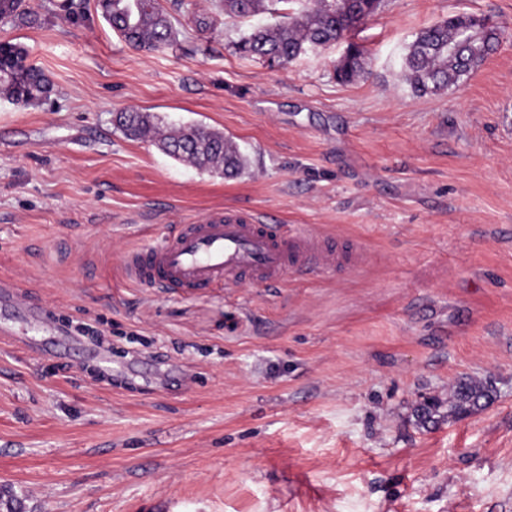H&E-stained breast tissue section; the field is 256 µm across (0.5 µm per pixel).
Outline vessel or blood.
<instances>
[{
  "label": "vessel or blood",
  "instance_id": "1",
  "mask_svg": "<svg viewBox=\"0 0 512 512\" xmlns=\"http://www.w3.org/2000/svg\"><path fill=\"white\" fill-rule=\"evenodd\" d=\"M352 263L343 248L325 245L309 233H283L258 215L216 213L183 225L174 237L130 252L127 277L144 288L192 294L242 277L265 282L315 266L342 268Z\"/></svg>",
  "mask_w": 512,
  "mask_h": 512
}]
</instances>
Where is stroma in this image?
Instances as JSON below:
<instances>
[{
  "mask_svg": "<svg viewBox=\"0 0 512 512\" xmlns=\"http://www.w3.org/2000/svg\"><path fill=\"white\" fill-rule=\"evenodd\" d=\"M62 2L0 20L53 84L0 97V484L28 512H512V37L439 95L402 71L422 29L512 28V0H383L352 83L346 43L241 56L251 22L220 0H159L178 36L156 51ZM123 109L223 131L247 174L126 138ZM227 209L362 260L193 295L127 278L128 252ZM467 378L489 404L419 424ZM350 50L341 56L335 65V73L342 82H353L363 73V58L365 50L358 44L349 43Z\"/></svg>",
  "mask_w": 512,
  "mask_h": 512,
  "instance_id": "obj_1",
  "label": "stroma"
}]
</instances>
